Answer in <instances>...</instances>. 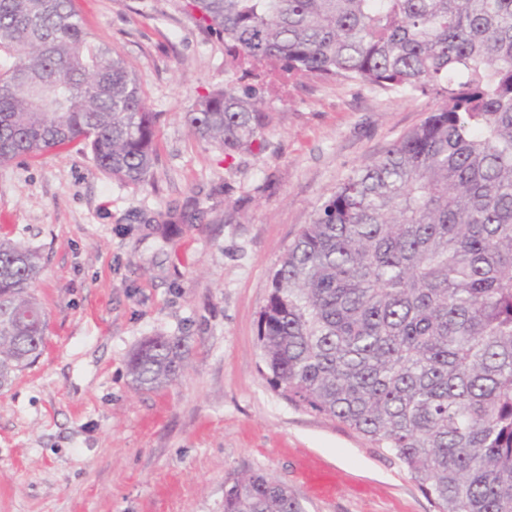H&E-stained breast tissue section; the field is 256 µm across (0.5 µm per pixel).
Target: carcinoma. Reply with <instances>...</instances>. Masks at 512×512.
Segmentation results:
<instances>
[{"label":"carcinoma","instance_id":"cac0c4a2","mask_svg":"<svg viewBox=\"0 0 512 512\" xmlns=\"http://www.w3.org/2000/svg\"><path fill=\"white\" fill-rule=\"evenodd\" d=\"M230 62L443 102L315 211L271 276L258 323L286 402L389 451L438 512H512V0H183ZM0 165L78 143L151 183L158 113L76 0H0ZM273 114L227 83L184 121L232 159ZM41 255L0 232V385L39 357ZM181 343L141 341L127 369L158 390ZM224 512H304L288 485L228 477Z\"/></svg>","mask_w":512,"mask_h":512}]
</instances>
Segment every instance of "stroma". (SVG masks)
I'll list each match as a JSON object with an SVG mask.
<instances>
[{"instance_id": "obj_1", "label": "stroma", "mask_w": 512, "mask_h": 512, "mask_svg": "<svg viewBox=\"0 0 512 512\" xmlns=\"http://www.w3.org/2000/svg\"><path fill=\"white\" fill-rule=\"evenodd\" d=\"M76 4L158 112V158L145 187L75 148L0 167V224L41 253L49 320L42 355L0 387V512H224L225 478L255 472L287 483L306 512H437L390 454L271 389L258 319L315 207L440 96L242 80L182 0ZM230 81L274 121L264 150L224 162L183 114ZM161 213L178 234L161 236ZM152 336L180 339L185 366L139 390L126 362ZM307 461L333 496L300 478Z\"/></svg>"}]
</instances>
